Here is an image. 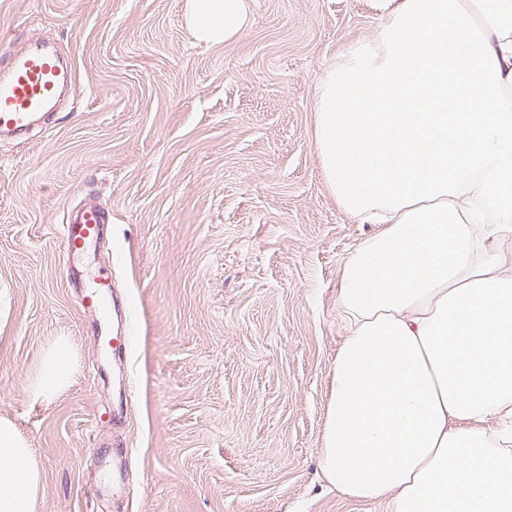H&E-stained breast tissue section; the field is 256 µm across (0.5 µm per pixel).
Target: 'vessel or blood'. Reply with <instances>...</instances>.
I'll return each mask as SVG.
<instances>
[{
    "label": "vessel or blood",
    "instance_id": "b4317fda",
    "mask_svg": "<svg viewBox=\"0 0 512 512\" xmlns=\"http://www.w3.org/2000/svg\"><path fill=\"white\" fill-rule=\"evenodd\" d=\"M76 71L65 62L55 44L34 42L11 50L0 63V133L23 134L46 112L52 111L61 91L75 84ZM107 232L105 215L95 204L70 211L63 226L66 266L79 280L81 304L87 313H102L112 292V274L106 269L80 270L87 249Z\"/></svg>",
    "mask_w": 512,
    "mask_h": 512
}]
</instances>
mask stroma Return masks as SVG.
<instances>
[{"label": "stroma", "mask_w": 512, "mask_h": 512, "mask_svg": "<svg viewBox=\"0 0 512 512\" xmlns=\"http://www.w3.org/2000/svg\"><path fill=\"white\" fill-rule=\"evenodd\" d=\"M249 25L207 45L186 0H0V52L54 40L77 85L28 138L0 139V417L41 468L38 512H391L321 471L347 334L343 259L375 232L343 210L315 141L321 75L377 26L378 0H246ZM107 214L87 258L131 322L119 426L61 225ZM67 339L73 378L27 391ZM128 460L112 495L105 466Z\"/></svg>", "instance_id": "obj_1"}]
</instances>
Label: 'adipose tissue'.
I'll return each mask as SVG.
<instances>
[{"instance_id":"adipose-tissue-1","label":"adipose tissue","mask_w":512,"mask_h":512,"mask_svg":"<svg viewBox=\"0 0 512 512\" xmlns=\"http://www.w3.org/2000/svg\"><path fill=\"white\" fill-rule=\"evenodd\" d=\"M319 80L316 144L344 209L377 232L342 262L348 327L322 466L393 512H512V0H383ZM199 41L236 38L246 0H187ZM65 341L29 389L69 384ZM41 473L0 418V512H37Z\"/></svg>"}]
</instances>
